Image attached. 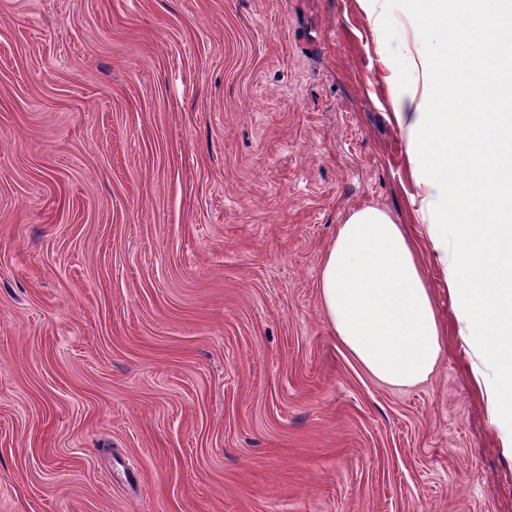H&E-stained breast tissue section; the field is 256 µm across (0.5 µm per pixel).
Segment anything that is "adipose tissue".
<instances>
[{
	"label": "adipose tissue",
	"mask_w": 512,
	"mask_h": 512,
	"mask_svg": "<svg viewBox=\"0 0 512 512\" xmlns=\"http://www.w3.org/2000/svg\"><path fill=\"white\" fill-rule=\"evenodd\" d=\"M377 43L399 9L411 39L401 66L383 56L392 120L403 135L415 191L414 217L445 275L453 314L502 455L512 459V115L473 112L465 136L492 167L457 176L448 115L437 89L441 44L432 32L465 26L469 64L500 68L512 42V0H358ZM334 334L372 376L409 388L439 361L446 331L400 225L378 208L350 210L327 249L318 283Z\"/></svg>",
	"instance_id": "adipose-tissue-1"
}]
</instances>
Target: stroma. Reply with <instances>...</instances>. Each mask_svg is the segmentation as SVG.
Wrapping results in <instances>:
<instances>
[{
	"instance_id": "1",
	"label": "stroma",
	"mask_w": 512,
	"mask_h": 512,
	"mask_svg": "<svg viewBox=\"0 0 512 512\" xmlns=\"http://www.w3.org/2000/svg\"><path fill=\"white\" fill-rule=\"evenodd\" d=\"M412 191L357 0H0V512H512L430 250L416 387L319 301Z\"/></svg>"
}]
</instances>
